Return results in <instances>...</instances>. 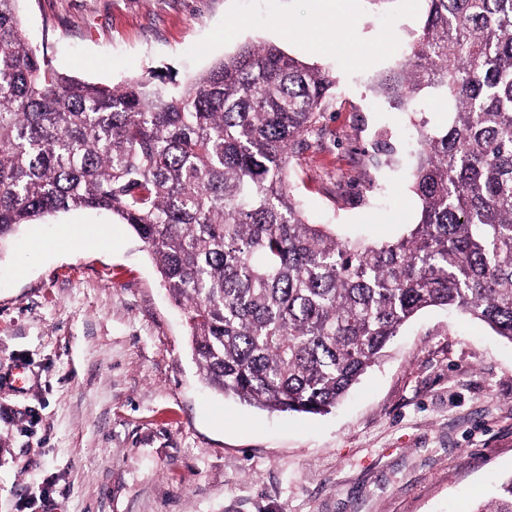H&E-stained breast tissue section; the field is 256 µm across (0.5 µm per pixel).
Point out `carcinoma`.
Returning <instances> with one entry per match:
<instances>
[{
    "label": "carcinoma",
    "mask_w": 512,
    "mask_h": 512,
    "mask_svg": "<svg viewBox=\"0 0 512 512\" xmlns=\"http://www.w3.org/2000/svg\"><path fill=\"white\" fill-rule=\"evenodd\" d=\"M0 0V242L73 209L112 212L186 310L205 384L269 412L326 414L416 314L441 307L512 342V0H426L390 107L417 128L420 203L369 244L309 223L286 170L336 76L247 43L195 79L99 85L59 73ZM473 512H512V477Z\"/></svg>",
    "instance_id": "cac0c4a2"
}]
</instances>
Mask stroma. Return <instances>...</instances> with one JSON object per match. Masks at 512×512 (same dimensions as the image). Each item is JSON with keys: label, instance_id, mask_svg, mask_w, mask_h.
I'll use <instances>...</instances> for the list:
<instances>
[{"label": "stroma", "instance_id": "stroma-1", "mask_svg": "<svg viewBox=\"0 0 512 512\" xmlns=\"http://www.w3.org/2000/svg\"><path fill=\"white\" fill-rule=\"evenodd\" d=\"M424 0H20L61 73L184 84L245 43L336 72L325 117L290 157L293 196L338 236L403 235L414 114L372 89ZM393 28L395 47L380 38ZM87 225L99 248L53 244ZM24 365L25 383L9 381ZM512 476V342L429 308L323 415L267 412L200 379L186 316L145 244L76 210L0 244V512H471Z\"/></svg>", "mask_w": 512, "mask_h": 512}]
</instances>
